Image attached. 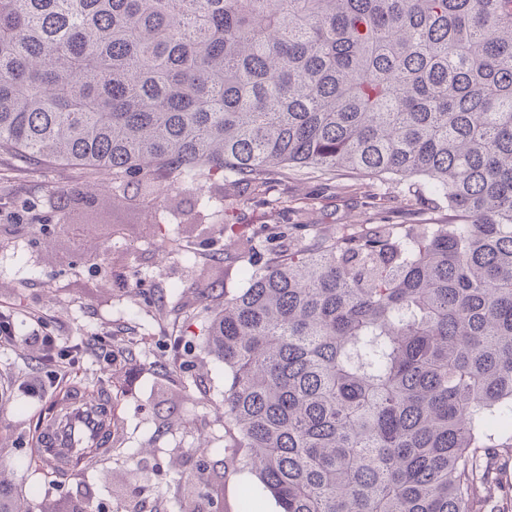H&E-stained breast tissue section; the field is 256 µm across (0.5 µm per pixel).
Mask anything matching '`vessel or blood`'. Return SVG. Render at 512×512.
Wrapping results in <instances>:
<instances>
[{"mask_svg": "<svg viewBox=\"0 0 512 512\" xmlns=\"http://www.w3.org/2000/svg\"><path fill=\"white\" fill-rule=\"evenodd\" d=\"M58 403L62 415L43 427L33 440L36 464L41 470L55 473L69 470V461L79 449L101 446L116 415L111 396L102 394L91 400L80 388L72 389Z\"/></svg>", "mask_w": 512, "mask_h": 512, "instance_id": "obj_1", "label": "vessel or blood"}]
</instances>
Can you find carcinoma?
Returning a JSON list of instances; mask_svg holds the SVG:
<instances>
[{"instance_id": "obj_1", "label": "carcinoma", "mask_w": 512, "mask_h": 512, "mask_svg": "<svg viewBox=\"0 0 512 512\" xmlns=\"http://www.w3.org/2000/svg\"><path fill=\"white\" fill-rule=\"evenodd\" d=\"M208 208L224 424L280 512H482L512 455V0H0V156ZM394 175L448 220L299 248L238 232L295 167ZM205 463L187 512L213 504Z\"/></svg>"}]
</instances>
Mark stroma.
Masks as SVG:
<instances>
[{"instance_id":"1","label":"stroma","mask_w":512,"mask_h":512,"mask_svg":"<svg viewBox=\"0 0 512 512\" xmlns=\"http://www.w3.org/2000/svg\"><path fill=\"white\" fill-rule=\"evenodd\" d=\"M107 174L69 164L23 168L0 159V314L17 331L45 321L61 345L79 350L67 386L92 380L111 393L115 424L123 433L106 461H93L75 475L46 472L32 459L36 419L53 401L34 353L0 347V476L13 494L27 496L34 512H60L62 505L104 506L105 512H179L175 494L195 467L196 448L206 443L219 478L220 512H242L243 488L258 487L249 469L227 466L233 435L224 425L226 371L208 355L201 337L174 324L172 307L208 315L197 290L206 282L205 258L223 249L215 208L195 206L191 196L161 192L152 208L134 197L114 206L111 193L98 205L60 209L61 198L110 182ZM369 183L372 198L390 202L395 224L446 220L447 205L413 199L405 182L387 175L371 181L339 170H290L262 202H240L236 211L248 235L287 211L302 227L292 246L316 235H335L372 221V198L355 194ZM80 227V237L60 231L59 222ZM180 240L178 251L159 255L162 237ZM152 302H144V294ZM120 335L122 350L111 365L100 362L99 337Z\"/></svg>"}]
</instances>
